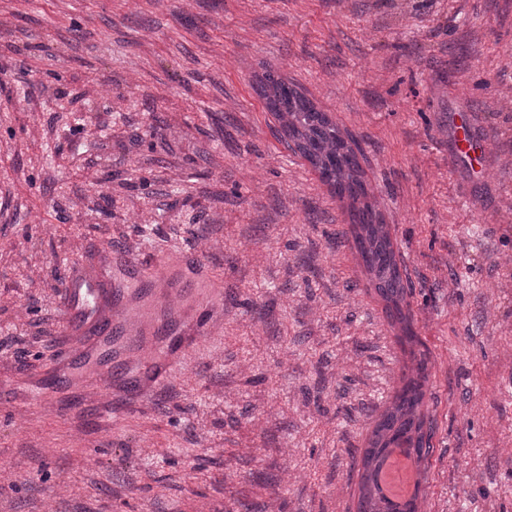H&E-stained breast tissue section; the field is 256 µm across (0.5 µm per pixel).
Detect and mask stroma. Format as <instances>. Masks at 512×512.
Masks as SVG:
<instances>
[{"label": "stroma", "instance_id": "obj_1", "mask_svg": "<svg viewBox=\"0 0 512 512\" xmlns=\"http://www.w3.org/2000/svg\"><path fill=\"white\" fill-rule=\"evenodd\" d=\"M269 69L357 144L411 283L421 512H512V0H0V512H355L416 363ZM116 252L197 259L224 309L149 391H59L66 270ZM454 142L457 150L469 158L471 166L482 165V156L470 123L462 121L455 125Z\"/></svg>", "mask_w": 512, "mask_h": 512}]
</instances>
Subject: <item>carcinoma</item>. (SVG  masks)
<instances>
[{"mask_svg":"<svg viewBox=\"0 0 512 512\" xmlns=\"http://www.w3.org/2000/svg\"><path fill=\"white\" fill-rule=\"evenodd\" d=\"M261 92L267 110L293 149L311 164L336 197L351 201L349 219L355 245L370 283L386 302L387 317L406 321L407 281L400 271L387 225L367 202L358 153L326 113L274 71L264 74ZM427 364L423 353L416 375L402 379L401 387L371 431L361 461L357 512H418V495L403 505L393 501L383 492L379 474L395 449L413 457L417 464L432 451L433 420L424 411Z\"/></svg>","mask_w":512,"mask_h":512,"instance_id":"cac0c4a2","label":"carcinoma"}]
</instances>
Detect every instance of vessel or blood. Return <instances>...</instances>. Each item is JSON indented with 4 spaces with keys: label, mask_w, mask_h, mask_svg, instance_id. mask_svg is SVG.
<instances>
[{
    "label": "vessel or blood",
    "mask_w": 512,
    "mask_h": 512,
    "mask_svg": "<svg viewBox=\"0 0 512 512\" xmlns=\"http://www.w3.org/2000/svg\"><path fill=\"white\" fill-rule=\"evenodd\" d=\"M454 142L471 163L481 164L482 156L470 123L456 124ZM113 270L112 282L107 285L83 264L69 267L61 319L70 343L57 360L54 375L58 382H65L70 371L98 359L106 360L135 391L164 381L173 362L194 345V337L173 332L171 320L165 316L152 319L147 327L134 326L127 311L141 304L153 286L176 282L181 271H189L195 280L192 309L199 327H207L219 307L216 293L219 282L198 261L188 258L178 264L160 258L142 265L119 255L113 259ZM146 335L158 350L159 360L147 365H130L127 353Z\"/></svg>",
    "instance_id": "b4317fda"
}]
</instances>
